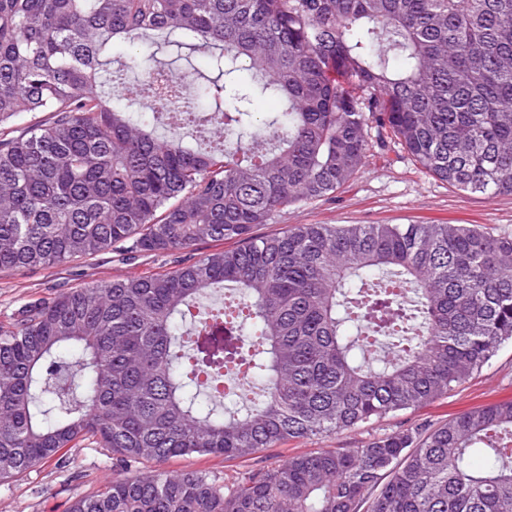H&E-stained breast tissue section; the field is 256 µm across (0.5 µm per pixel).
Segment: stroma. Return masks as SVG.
<instances>
[{"mask_svg": "<svg viewBox=\"0 0 512 512\" xmlns=\"http://www.w3.org/2000/svg\"><path fill=\"white\" fill-rule=\"evenodd\" d=\"M297 224H473L493 235H512V196L459 191L428 173L398 140L371 149L359 171L334 194L283 209L253 233L265 236ZM173 257L109 250L95 256L31 270L0 273V322L22 304L61 291L130 276L174 270ZM512 399V342H505L488 366L465 384L420 409L388 416L326 438L298 439L265 448L245 459L191 454L158 464L123 461L95 440L78 442L63 458L42 462L26 473L0 480V512H66L74 499L96 492L111 479L159 472L198 471L224 485L246 472L271 468L289 457L323 448H357L372 438L423 421L440 423L474 407Z\"/></svg>", "mask_w": 512, "mask_h": 512, "instance_id": "1", "label": "stroma"}]
</instances>
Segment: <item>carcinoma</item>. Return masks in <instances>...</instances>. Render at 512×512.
I'll return each mask as SVG.
<instances>
[{
  "label": "carcinoma",
  "mask_w": 512,
  "mask_h": 512,
  "mask_svg": "<svg viewBox=\"0 0 512 512\" xmlns=\"http://www.w3.org/2000/svg\"><path fill=\"white\" fill-rule=\"evenodd\" d=\"M160 70L191 109L155 98ZM371 129L454 188L512 196V0H0V272L186 252L0 324V478L86 438L127 460L247 458L419 409L487 366L512 340V236L253 235L344 185ZM234 361L260 383L241 405L218 389ZM67 512H512V400L232 489L112 479Z\"/></svg>",
  "instance_id": "1"
}]
</instances>
